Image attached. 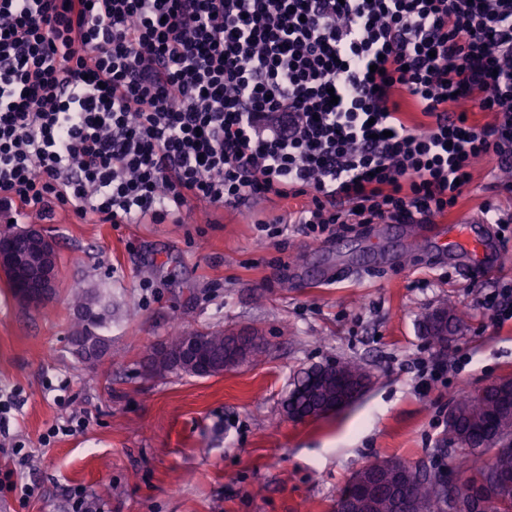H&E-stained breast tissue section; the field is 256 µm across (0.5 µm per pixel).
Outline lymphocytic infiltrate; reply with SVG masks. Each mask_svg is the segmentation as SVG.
<instances>
[{
  "label": "lymphocytic infiltrate",
  "mask_w": 512,
  "mask_h": 512,
  "mask_svg": "<svg viewBox=\"0 0 512 512\" xmlns=\"http://www.w3.org/2000/svg\"><path fill=\"white\" fill-rule=\"evenodd\" d=\"M480 164L512 190V0H0V212L292 200L257 244L316 241L435 223Z\"/></svg>",
  "instance_id": "f902f5d3"
}]
</instances>
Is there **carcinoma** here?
<instances>
[{"instance_id": "obj_1", "label": "carcinoma", "mask_w": 512, "mask_h": 512, "mask_svg": "<svg viewBox=\"0 0 512 512\" xmlns=\"http://www.w3.org/2000/svg\"><path fill=\"white\" fill-rule=\"evenodd\" d=\"M74 320L68 332V345H81L86 351L85 361L94 363L104 357L110 348L109 339L104 336V314L110 310L112 301L102 291L89 294L79 288L71 293ZM448 308L450 325L448 335L441 336L429 324L424 315L420 324L428 343L439 350L448 349L464 326V316L451 301L441 303ZM188 332L176 330L165 343L168 356L162 359L148 357L147 371L154 375L186 373L201 376L193 366L182 360L181 351ZM205 348V359L217 365L212 375L232 370L244 361L263 352V336L254 332L241 337L251 350L237 356L228 354L232 334L222 329L197 333ZM369 368L357 358H346L336 363L312 366L300 371L294 378L292 388L283 402L285 415L293 420H302L308 415L316 417L333 412L336 394L345 391L354 380L369 379ZM482 404L474 405V397L463 393L453 402L455 408L454 433L448 436L453 451L473 460L469 473L460 481L452 480L448 472L411 465L400 458H376L372 460L375 469L389 468L394 482L387 489L388 506L385 512H416L414 503L424 498L421 512H445L448 491L461 494L466 487L478 480L494 481L506 473L512 475V455L503 458L498 443L511 437L505 431L512 413L504 409L505 397L512 396V377H505L482 388Z\"/></svg>"}]
</instances>
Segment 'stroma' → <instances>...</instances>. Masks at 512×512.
<instances>
[{"instance_id":"obj_1","label":"stroma","mask_w":512,"mask_h":512,"mask_svg":"<svg viewBox=\"0 0 512 512\" xmlns=\"http://www.w3.org/2000/svg\"><path fill=\"white\" fill-rule=\"evenodd\" d=\"M484 167L448 219L396 224L368 251L375 224L337 229L314 242L289 225L265 248L254 223L283 213L266 201L247 211L193 205L180 222L102 224L57 210L43 227L61 279L53 301L34 310L0 278V395L18 393L11 437L32 448L24 481L32 498L0 494V512H62L83 488L108 512H335L353 474L377 457L444 467L466 465L440 448L448 409L462 391L512 377V321L486 329L484 294L512 288V234L480 225L494 240L496 267L473 270L454 220L492 200L512 211V193L492 190ZM73 288L107 289L111 350L86 363L68 349ZM453 301L466 326L451 348L425 339L421 315ZM257 329L258 360L223 375L151 376L143 365L173 328ZM469 358L447 383L424 388L420 360ZM354 357L372 372L369 391L327 416L294 421L282 409L298 371ZM84 410V432L42 446L46 429Z\"/></svg>"}]
</instances>
